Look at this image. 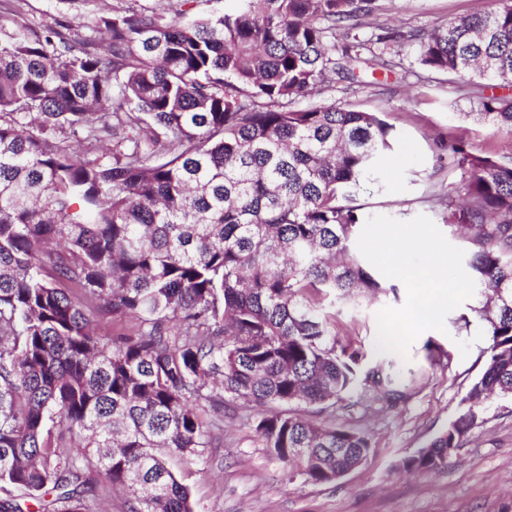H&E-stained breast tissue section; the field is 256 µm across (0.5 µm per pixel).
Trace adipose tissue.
Instances as JSON below:
<instances>
[{
	"label": "adipose tissue",
	"mask_w": 512,
	"mask_h": 512,
	"mask_svg": "<svg viewBox=\"0 0 512 512\" xmlns=\"http://www.w3.org/2000/svg\"><path fill=\"white\" fill-rule=\"evenodd\" d=\"M425 237H417L411 243H398L394 246L391 262L394 269L410 283L419 289V308L422 312L432 313L445 308L455 298L452 288L453 274L447 263L433 261L421 267L408 264L406 254L410 250L426 247Z\"/></svg>",
	"instance_id": "1"
}]
</instances>
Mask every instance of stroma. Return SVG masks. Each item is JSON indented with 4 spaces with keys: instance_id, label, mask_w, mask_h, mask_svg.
Wrapping results in <instances>:
<instances>
[{
    "instance_id": "1",
    "label": "stroma",
    "mask_w": 512,
    "mask_h": 512,
    "mask_svg": "<svg viewBox=\"0 0 512 512\" xmlns=\"http://www.w3.org/2000/svg\"><path fill=\"white\" fill-rule=\"evenodd\" d=\"M176 0H0V31L27 24L43 30L64 23L70 37L91 35L99 16L117 9H174ZM376 12L363 19L358 39L377 26L403 31L430 30L450 19L484 13L496 0H377ZM390 67L362 71L356 83L337 80L315 95L318 103L350 105L386 112L398 141L375 162L372 191L359 196L364 224L358 252L396 292L358 307H337L336 330L342 344L364 353L366 366L385 361L376 347L377 328L392 322L400 346L401 377L416 373L405 399L390 404L373 392L329 408L337 421L362 428L371 438L367 461L333 483L288 478L282 464L257 438L253 421L262 414L225 416L215 441L193 460L171 459L188 487L197 512H512V403L485 402L476 428L463 448L441 470L399 474L397 460L423 448L469 406L467 395L480 374L488 347L482 297L471 285L469 248L448 226L444 196L462 199V173L448 164L449 142L460 140L479 154L512 156V133L476 117L477 100L447 76L427 71L412 45H389ZM425 235L429 247L407 255L421 267L432 256L449 261L458 298L427 319H413L419 292L393 279L395 241ZM440 348L441 363L429 364L425 345Z\"/></svg>"
}]
</instances>
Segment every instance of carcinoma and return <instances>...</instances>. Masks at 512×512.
Here are the masks:
<instances>
[{
    "label": "carcinoma",
    "mask_w": 512,
    "mask_h": 512,
    "mask_svg": "<svg viewBox=\"0 0 512 512\" xmlns=\"http://www.w3.org/2000/svg\"><path fill=\"white\" fill-rule=\"evenodd\" d=\"M102 16L106 38L26 24L0 37V485L40 512H98L94 471L127 512H196L167 459L209 444L232 401L267 408L269 454L314 483L360 466L369 435L299 407L336 405L361 385L403 398L392 363L360 373L329 298L396 287L353 254L358 196L392 148L380 112L294 103L381 54L336 52L329 33L375 0H241L234 13ZM429 32H392L420 64L475 82L479 118L512 132V0ZM125 151L106 156L114 138ZM464 201L473 281L492 314L469 407L396 467L426 472L462 448L490 397L512 399V156L448 143ZM81 290L137 331L104 343ZM62 419L69 438L52 439ZM86 449L80 457L67 441Z\"/></svg>",
    "instance_id": "carcinoma-1"
}]
</instances>
